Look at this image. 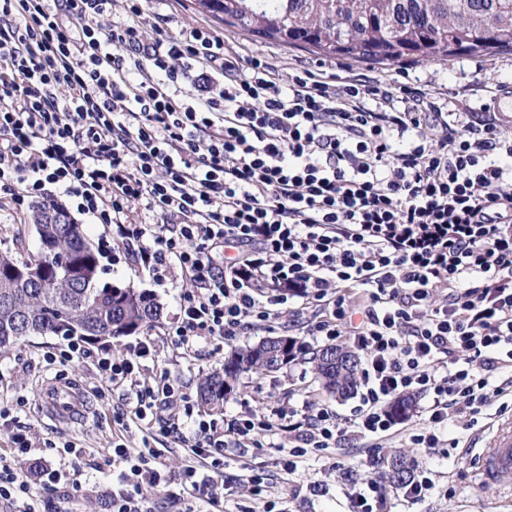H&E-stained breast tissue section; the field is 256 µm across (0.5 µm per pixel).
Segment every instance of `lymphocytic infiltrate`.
<instances>
[{"mask_svg": "<svg viewBox=\"0 0 512 512\" xmlns=\"http://www.w3.org/2000/svg\"><path fill=\"white\" fill-rule=\"evenodd\" d=\"M126 7L127 20L104 28L112 0H0V193L20 206L55 187L153 279L179 270L192 287L168 331L176 348L273 326L295 296L323 312L311 335L349 334L364 361L352 418L306 403L220 422L195 413L169 371L148 372L151 344L115 358L69 343L60 365L94 359L133 400L115 425L189 450L168 477L153 449L113 443L123 471L109 512H151L145 492L165 481L185 512L200 496L224 512L225 449L287 451L292 474L347 435L385 436L387 405L407 391L430 402L411 436L428 451L449 422L482 414L501 392L496 373L512 368V138L415 88L309 70L284 81L259 57L239 69L223 38L199 28L143 42L141 9ZM194 62L221 64L223 87L201 74L185 95ZM140 204L160 223L139 221ZM227 247L235 256L216 264ZM257 273L275 295L253 294ZM345 474L352 512H384L377 479ZM58 478L33 486L0 456V500L18 512H36L35 488L51 492Z\"/></svg>", "mask_w": 512, "mask_h": 512, "instance_id": "lymphocytic-infiltrate-1", "label": "lymphocytic infiltrate"}]
</instances>
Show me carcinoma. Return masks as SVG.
Masks as SVG:
<instances>
[{"mask_svg": "<svg viewBox=\"0 0 512 512\" xmlns=\"http://www.w3.org/2000/svg\"><path fill=\"white\" fill-rule=\"evenodd\" d=\"M204 11L244 32L301 47L325 57H342L371 65H390L401 60L448 61L461 53L512 52V0H197ZM58 241L71 251L72 261L99 266L98 257L83 236L71 237L67 227L54 224ZM51 265L44 284L29 285L0 279V351L9 350L29 336H61L97 340L127 335L159 321L162 307L150 294L130 288L115 304L112 292L98 278L72 288L68 269L52 265L48 257H16L0 253V269L31 262ZM70 311L93 332H82L60 321ZM288 362L306 359L331 396L346 398L358 384L360 354L331 344L316 351L289 338ZM265 343L238 349L224 359V372H214L201 383L198 396L211 410L221 411L228 392L244 376L269 373L273 361ZM329 351L351 360L344 368L325 363ZM416 396L394 400L391 411L398 419L410 416ZM378 467L390 488L401 490L414 474V459L404 449L387 450Z\"/></svg>", "mask_w": 512, "mask_h": 512, "instance_id": "obj_1", "label": "carcinoma"}]
</instances>
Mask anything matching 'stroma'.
I'll use <instances>...</instances> for the list:
<instances>
[{"mask_svg":"<svg viewBox=\"0 0 512 512\" xmlns=\"http://www.w3.org/2000/svg\"><path fill=\"white\" fill-rule=\"evenodd\" d=\"M143 14L139 33L142 39L156 34L181 38L187 29L199 27L222 37L233 47L240 67H247L252 57L264 58L280 75L304 69L323 73L325 77L366 76L385 84L405 83L419 88L444 104L449 112H469L482 117V107L499 86L512 83V53L495 55H459L448 62L400 61L385 66H372L348 59L322 57L288 47L276 41L244 34L225 26L211 15L197 10L195 0H142ZM29 209H15L10 197L0 196V251L18 256L36 254L40 248L38 235L29 221ZM102 281L130 285L153 295L162 305L159 323L151 330L99 341V348L112 356L125 355L138 342L147 341L157 348V363L168 368L183 385L185 392L195 394L206 374L221 370L224 358L234 349L252 345L268 333L298 338L311 348L324 346L325 339L310 335L309 329L318 317L315 308L303 299H289L287 316L274 331H249L222 345L200 343L197 354L184 356L174 350L167 333L177 316V297L188 283L169 278L156 283L142 271L138 263L121 249H114L100 259ZM66 344L58 336H32L21 345L0 352V404L11 405L12 420L0 427V456H11L13 435L29 432L35 443V456L45 457L52 465L66 470L51 494L53 505L69 512H107L105 502L122 471L112 462V439L121 437L131 448L150 444L164 470L179 471L186 458L185 448L172 437L157 434L145 436L138 428L118 431L112 421L115 411L127 409L128 401L121 391L107 389L92 361L84 360L67 366L53 363L52 358ZM66 374L69 381L85 393V418L80 422L55 421L42 412L39 398L49 381ZM504 391L495 397L474 423L454 422L448 434L458 446L451 460L414 447L410 436L423 426L428 417V401L418 398L411 416L399 421L391 434L379 440L355 438L323 451L308 454L296 473L284 474L276 463V453L253 448H232L227 452L225 476L240 474L242 466L264 468L272 483L270 499H252L229 495L224 499L227 512H267L269 502H276L282 512H349L344 494L342 471L332 469V462L359 467L362 475H370L366 462L373 447L409 449L418 467L436 473L435 489L417 501L407 499L403 492L387 491L385 512H512V487L484 484L480 481L478 455L489 441L497 425L512 418V372L498 376ZM330 404L341 418H349L358 405V397L330 400L323 394L312 367L299 359L279 371L253 374L240 378L234 392L224 402V411L264 413L275 407L302 406L305 402ZM72 445L73 454H65V445ZM324 484L327 492L311 495L310 483Z\"/></svg>","mask_w":512,"mask_h":512,"instance_id":"obj_1","label":"stroma"}]
</instances>
